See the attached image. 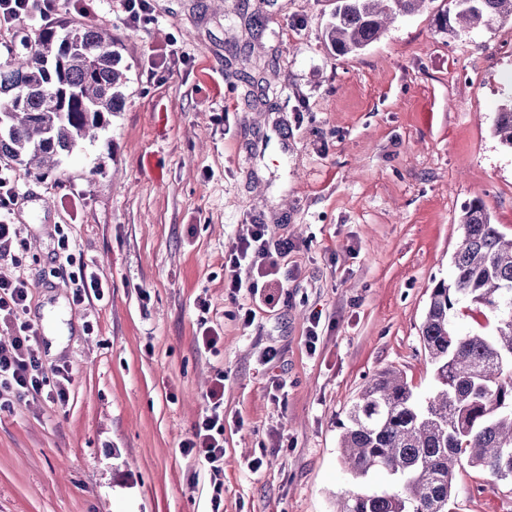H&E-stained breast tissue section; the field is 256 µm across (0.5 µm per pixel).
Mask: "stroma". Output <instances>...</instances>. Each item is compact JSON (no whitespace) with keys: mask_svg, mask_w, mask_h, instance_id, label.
<instances>
[{"mask_svg":"<svg viewBox=\"0 0 512 512\" xmlns=\"http://www.w3.org/2000/svg\"><path fill=\"white\" fill-rule=\"evenodd\" d=\"M452 8L426 0L341 56L325 37L336 0H150L134 25L64 0L57 20L111 30L123 100L47 178L7 165L20 197L0 276L30 288L0 337L29 324L34 354L70 384L67 402L32 391L0 408V512H333L359 487L340 425L384 368L431 391L422 322L463 206L480 200L512 233V148L493 133L512 19L453 35L436 22ZM257 67L267 91L246 79ZM252 224L267 227L272 277L242 266L233 298L225 250ZM84 264L104 290L79 303ZM253 284L273 303L254 304ZM204 324L216 350L196 345ZM52 326L66 332L55 356ZM219 376L217 483L179 444ZM453 500L512 512V482L464 466Z\"/></svg>","mask_w":512,"mask_h":512,"instance_id":"1","label":"stroma"}]
</instances>
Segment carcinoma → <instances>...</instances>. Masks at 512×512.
<instances>
[{
    "label": "carcinoma",
    "instance_id": "obj_1",
    "mask_svg": "<svg viewBox=\"0 0 512 512\" xmlns=\"http://www.w3.org/2000/svg\"><path fill=\"white\" fill-rule=\"evenodd\" d=\"M425 0H337L328 37L337 54L376 41L387 21ZM462 29H491L512 16V0H452ZM441 27L454 30L450 13ZM112 34L87 26H45L0 63V159L49 174L119 110L123 73ZM494 134L512 147V98ZM462 239L448 279L432 288L421 341L436 389L420 399L403 374L387 367L363 388L340 435L342 464L353 476L383 482L341 497L337 512H453L454 471L465 462L512 480V234L491 222L482 203L465 205ZM463 304L496 319L487 336L457 327Z\"/></svg>",
    "mask_w": 512,
    "mask_h": 512
}]
</instances>
